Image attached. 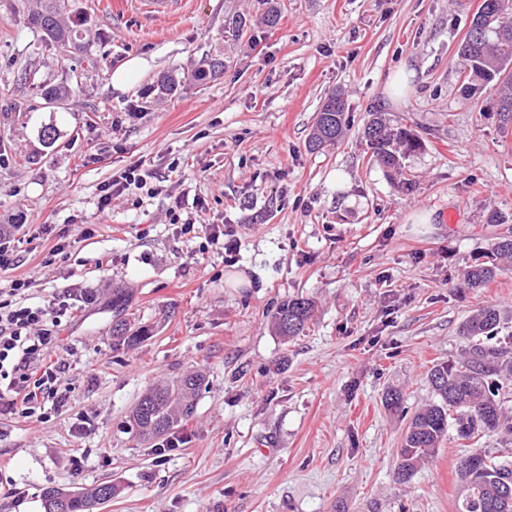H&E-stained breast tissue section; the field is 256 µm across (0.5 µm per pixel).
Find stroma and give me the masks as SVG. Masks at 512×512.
<instances>
[{
    "label": "stroma",
    "instance_id": "obj_1",
    "mask_svg": "<svg viewBox=\"0 0 512 512\" xmlns=\"http://www.w3.org/2000/svg\"><path fill=\"white\" fill-rule=\"evenodd\" d=\"M110 2H75L93 68L28 26L27 0H0V225L18 242L15 275L39 302L99 293L60 333L62 411L34 425L0 410V512H44L43 488L104 480L120 493L103 512H455L468 443L449 436L399 481L405 422L384 396L402 392L412 411L432 402L429 370L459 356V326L481 306L497 305L512 335V273L461 285L475 256L512 236V124L488 109L495 87L464 92L457 57L478 0H188L171 17L118 21ZM233 14L246 26L227 42ZM216 53L223 74L194 81ZM135 57L147 69L114 89ZM403 66L413 75L394 100L387 85ZM169 71L182 90L147 97ZM62 85L72 99L47 104L43 89ZM336 91L348 130L310 151ZM376 109L422 139L400 171L370 158L362 131ZM132 165L161 193L129 190L99 213L101 187ZM177 197L205 201L199 232L176 234ZM422 211L430 223H412ZM218 220L234 263L198 250ZM38 224L68 229L63 255L33 239ZM116 288L121 315L149 334L139 345L112 339ZM300 297L314 315L287 341L271 315ZM197 371L192 419L140 438L129 425L140 396Z\"/></svg>",
    "mask_w": 512,
    "mask_h": 512
}]
</instances>
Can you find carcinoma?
Masks as SVG:
<instances>
[{
  "instance_id": "obj_1",
  "label": "carcinoma",
  "mask_w": 512,
  "mask_h": 512,
  "mask_svg": "<svg viewBox=\"0 0 512 512\" xmlns=\"http://www.w3.org/2000/svg\"><path fill=\"white\" fill-rule=\"evenodd\" d=\"M29 23L50 43L70 56L84 49L85 20L71 9L70 0H34ZM478 33L459 46L464 86L472 90L493 81L500 82L492 111L503 123L512 121V0H495L493 8L473 18L468 35ZM224 72V57L206 56L192 73L196 81H206ZM181 78L163 75L150 91L174 95ZM346 104L339 93L323 102L308 140L316 151L338 142L347 128ZM363 137L372 156L388 169L401 168V160L422 147L420 138L402 128H394L381 111L371 113ZM490 263H472L464 269L463 283L481 288L500 273L512 270V237L502 236L491 248ZM314 302L294 298L281 303L273 314L276 333L292 339L300 335L311 320ZM501 313L494 305L476 309L460 326L465 342L455 363L432 368L429 381L436 400L419 408L407 427L399 452L398 478H409L415 469L440 448L449 429L458 438L473 440L483 433L500 432L512 443V416L504 415L497 393L505 382H512V348L502 346ZM112 339L135 346L148 339L146 332L125 319L112 325ZM203 375L193 373L173 385L157 384L140 397L130 425L141 436H162L190 419ZM119 492L118 486L104 482L89 489L63 492L47 487L42 492L44 512H96ZM456 512H512V459H501L474 449L456 465Z\"/></svg>"
}]
</instances>
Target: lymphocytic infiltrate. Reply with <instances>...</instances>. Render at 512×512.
<instances>
[{"label":"lymphocytic infiltrate","instance_id":"lymphocytic-infiltrate-1","mask_svg":"<svg viewBox=\"0 0 512 512\" xmlns=\"http://www.w3.org/2000/svg\"><path fill=\"white\" fill-rule=\"evenodd\" d=\"M132 188L149 196L161 191L139 167L126 168L102 188L99 212L109 210L113 198ZM17 266L16 248L10 239L0 238V278L11 281L8 291H0V401L35 424L44 408L55 411L66 403L61 388L66 365L52 361L50 354L72 304L65 296L46 304L28 302L30 283L15 277Z\"/></svg>","mask_w":512,"mask_h":512}]
</instances>
